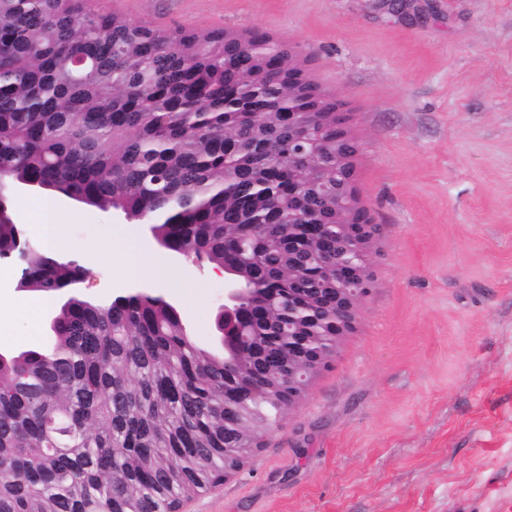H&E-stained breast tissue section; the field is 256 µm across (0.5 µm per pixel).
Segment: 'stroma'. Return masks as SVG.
<instances>
[{"mask_svg": "<svg viewBox=\"0 0 512 512\" xmlns=\"http://www.w3.org/2000/svg\"><path fill=\"white\" fill-rule=\"evenodd\" d=\"M172 30H258L339 98L353 187L377 231L371 293L303 398L243 467L180 512H512V0H89ZM85 294L97 251L141 253L147 288L210 347L224 277L173 262L143 225L56 199ZM0 264V350L30 335Z\"/></svg>", "mask_w": 512, "mask_h": 512, "instance_id": "obj_1", "label": "stroma"}]
</instances>
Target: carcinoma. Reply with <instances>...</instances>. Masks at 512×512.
<instances>
[{"mask_svg": "<svg viewBox=\"0 0 512 512\" xmlns=\"http://www.w3.org/2000/svg\"><path fill=\"white\" fill-rule=\"evenodd\" d=\"M303 63L267 35L164 30L81 0H0V182L151 222L199 263H241L260 297L248 334L288 367V319L326 340L325 317L277 305L294 277L288 208L306 216L296 247L318 249L336 212V130L314 162L288 160V112L309 108L288 82ZM0 261L23 291L65 295L49 342L0 360V512H176L245 458L257 427L224 433V349L186 335L156 296L96 299L79 259L48 255L0 221ZM249 407L285 408L270 383Z\"/></svg>", "mask_w": 512, "mask_h": 512, "instance_id": "cac0c4a2", "label": "carcinoma"}]
</instances>
